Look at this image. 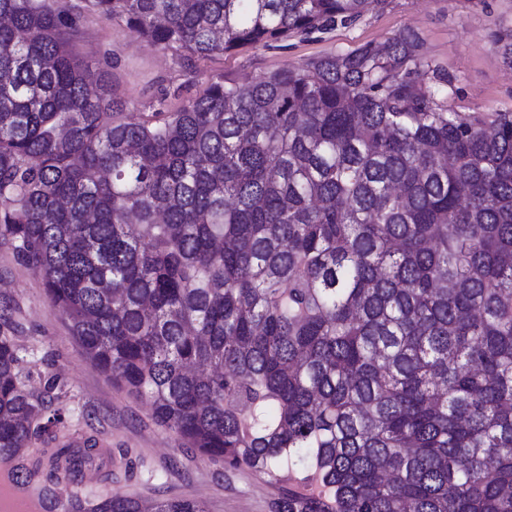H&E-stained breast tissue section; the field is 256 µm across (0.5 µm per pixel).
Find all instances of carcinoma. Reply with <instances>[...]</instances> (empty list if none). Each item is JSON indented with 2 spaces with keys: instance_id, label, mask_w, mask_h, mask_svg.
Masks as SVG:
<instances>
[{
  "instance_id": "carcinoma-1",
  "label": "carcinoma",
  "mask_w": 512,
  "mask_h": 512,
  "mask_svg": "<svg viewBox=\"0 0 512 512\" xmlns=\"http://www.w3.org/2000/svg\"><path fill=\"white\" fill-rule=\"evenodd\" d=\"M0 0V241L85 357L278 512H512V112L461 113L413 35L219 76L126 116L65 36L87 7L189 61L385 0ZM0 304V455L47 491L61 422ZM96 512H205L117 492Z\"/></svg>"
}]
</instances>
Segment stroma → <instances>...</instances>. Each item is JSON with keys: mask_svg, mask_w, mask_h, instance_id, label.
I'll return each mask as SVG.
<instances>
[{"mask_svg": "<svg viewBox=\"0 0 512 512\" xmlns=\"http://www.w3.org/2000/svg\"><path fill=\"white\" fill-rule=\"evenodd\" d=\"M412 32L448 76L459 112H512V65L498 38L512 36V0H388L348 26L314 31L266 48H247L187 66L124 23L83 13L69 50L90 61L131 114L173 112L203 92L212 76L257 80L277 69ZM14 309L15 343L36 397L51 398L59 431L94 435L112 455V479L70 488L93 502L106 491L147 501L197 500L206 512H275L287 485L247 467L227 468L185 449L157 422L149 401L114 384L83 355L50 304L42 279L0 243V301Z\"/></svg>", "mask_w": 512, "mask_h": 512, "instance_id": "1", "label": "stroma"}]
</instances>
